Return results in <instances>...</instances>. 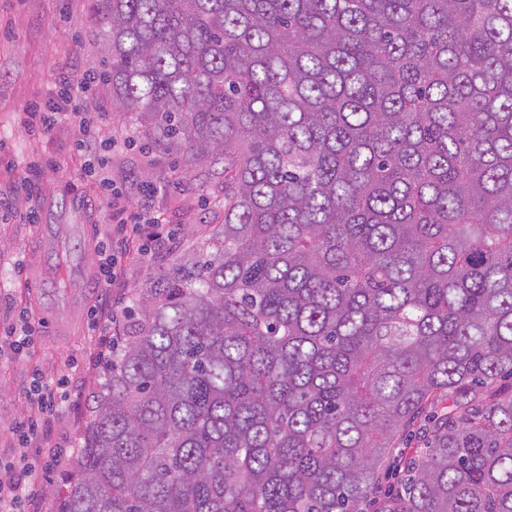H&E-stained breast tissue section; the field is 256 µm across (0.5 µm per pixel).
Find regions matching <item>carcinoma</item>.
Returning <instances> with one entry per match:
<instances>
[{
  "label": "carcinoma",
  "instance_id": "obj_1",
  "mask_svg": "<svg viewBox=\"0 0 512 512\" xmlns=\"http://www.w3.org/2000/svg\"><path fill=\"white\" fill-rule=\"evenodd\" d=\"M90 3L224 224L134 296L60 512H512V0ZM399 447L400 448H395L393 458H391L386 473L382 478L385 485L394 484L403 476L404 473L401 471V467L396 471L395 466L398 461L400 459L404 460L409 458L417 459L418 457L416 455H418L420 450H422L423 445L422 441H419L417 436L416 438L413 437L411 440H402Z\"/></svg>",
  "mask_w": 512,
  "mask_h": 512
}]
</instances>
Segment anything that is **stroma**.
<instances>
[{
    "instance_id": "stroma-1",
    "label": "stroma",
    "mask_w": 512,
    "mask_h": 512,
    "mask_svg": "<svg viewBox=\"0 0 512 512\" xmlns=\"http://www.w3.org/2000/svg\"><path fill=\"white\" fill-rule=\"evenodd\" d=\"M108 45L90 20L88 0H0V475L30 476L25 512H59L76 472L82 435L91 419L103 367L129 332L126 310L133 296L166 273L174 259L197 249L224 222V164L202 158L185 165L184 150L159 138L153 126L115 112L112 86L103 80ZM98 74L91 118L98 140L78 147V119L63 117L41 131L28 113L53 99L57 75ZM107 161L112 205L81 207L95 197L90 169ZM159 193L143 201L148 185ZM45 224H89L88 276H96L100 251L112 253V286L84 289L80 308H64L62 330H47L33 274L41 257ZM36 332L17 348L22 320ZM64 381L60 411H41L40 384ZM37 428L27 443L16 429ZM58 454L51 469L46 456Z\"/></svg>"
}]
</instances>
